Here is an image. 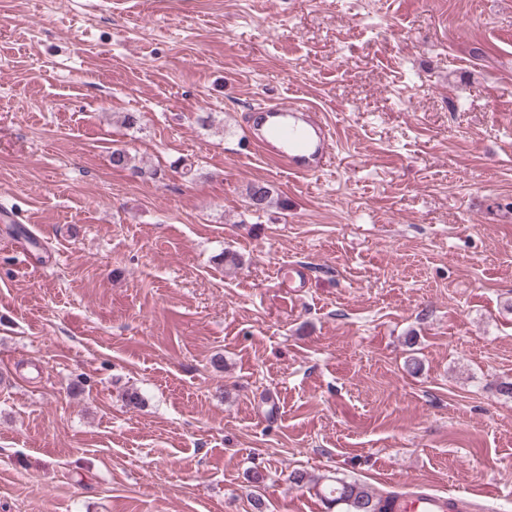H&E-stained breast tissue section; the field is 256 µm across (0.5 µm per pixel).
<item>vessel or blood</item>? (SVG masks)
Masks as SVG:
<instances>
[{"instance_id":"1","label":"vessel or blood","mask_w":512,"mask_h":512,"mask_svg":"<svg viewBox=\"0 0 512 512\" xmlns=\"http://www.w3.org/2000/svg\"><path fill=\"white\" fill-rule=\"evenodd\" d=\"M251 149L276 168L308 175L329 166L335 155L333 134L323 116L303 99L267 102L254 109ZM476 512L477 503L468 497L450 501L447 494L420 488L398 500L397 512Z\"/></svg>"}]
</instances>
